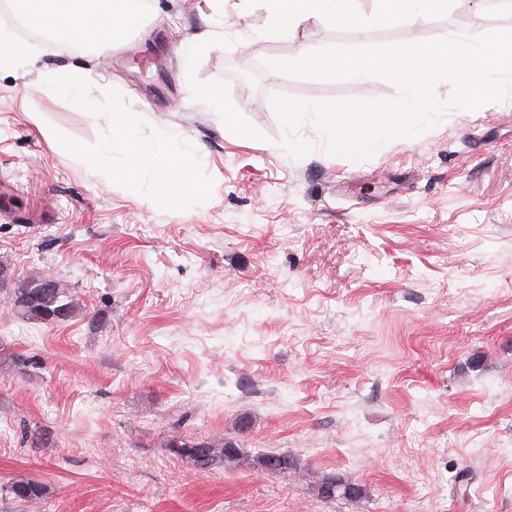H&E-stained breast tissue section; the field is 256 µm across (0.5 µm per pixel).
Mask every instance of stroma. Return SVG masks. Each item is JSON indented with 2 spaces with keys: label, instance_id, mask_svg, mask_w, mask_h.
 <instances>
[{
  "label": "stroma",
  "instance_id": "stroma-1",
  "mask_svg": "<svg viewBox=\"0 0 512 512\" xmlns=\"http://www.w3.org/2000/svg\"><path fill=\"white\" fill-rule=\"evenodd\" d=\"M512 29L507 0L363 31L312 19L280 37L258 0H151L126 41L34 42L0 71V512H512V98L355 163L279 144L269 96L392 98L390 82L262 70L299 47ZM210 37L192 68L184 40ZM77 70L93 98L195 147L214 180L185 212L78 164L97 118L46 91ZM239 114L225 128L200 89ZM74 313L18 315L31 270ZM288 456L201 470L174 438ZM357 484L359 499L318 486ZM32 480L39 502L9 491Z\"/></svg>",
  "mask_w": 512,
  "mask_h": 512
}]
</instances>
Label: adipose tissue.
I'll return each instance as SVG.
<instances>
[{
    "instance_id": "ef3b65f1",
    "label": "adipose tissue",
    "mask_w": 512,
    "mask_h": 512,
    "mask_svg": "<svg viewBox=\"0 0 512 512\" xmlns=\"http://www.w3.org/2000/svg\"><path fill=\"white\" fill-rule=\"evenodd\" d=\"M26 27L52 36L58 44L72 43L87 35L113 44L126 40L144 19V0H13ZM362 0H269L274 25L285 36L311 19L365 28L375 20L414 18L439 14L448 9V0H371L363 9Z\"/></svg>"
}]
</instances>
